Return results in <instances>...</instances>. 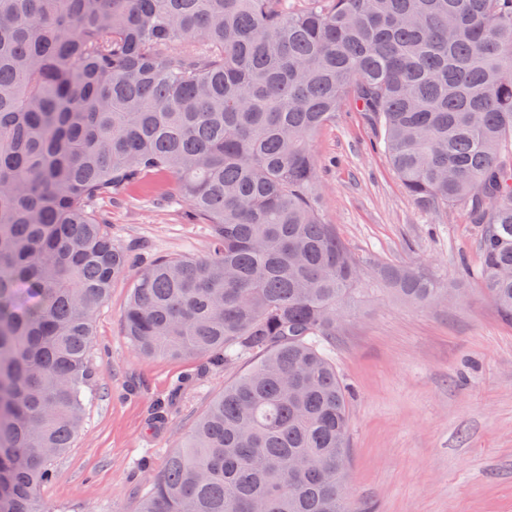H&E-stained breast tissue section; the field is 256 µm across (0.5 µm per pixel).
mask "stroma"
<instances>
[{"label": "stroma", "instance_id": "obj_1", "mask_svg": "<svg viewBox=\"0 0 512 512\" xmlns=\"http://www.w3.org/2000/svg\"><path fill=\"white\" fill-rule=\"evenodd\" d=\"M376 139L345 104L311 142L322 217L371 262L331 349L350 391L349 491L360 512H512V322L481 289L479 230L461 210H419ZM91 208L130 266L97 309L94 396L40 498L52 512H139L152 475L252 363L145 358L124 334L137 272L209 249V225L190 217L170 174L145 173ZM378 264L416 266L463 294L446 307L405 303L378 282Z\"/></svg>", "mask_w": 512, "mask_h": 512}]
</instances>
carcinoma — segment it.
<instances>
[{
    "label": "carcinoma",
    "mask_w": 512,
    "mask_h": 512,
    "mask_svg": "<svg viewBox=\"0 0 512 512\" xmlns=\"http://www.w3.org/2000/svg\"><path fill=\"white\" fill-rule=\"evenodd\" d=\"M0 0V512H49L95 371L98 306L129 259L94 199L175 176L207 256L136 276L146 357L254 361L153 478L140 512H357L349 400L327 349L368 265L314 202L311 136L369 113L421 210L481 228L512 321V0ZM199 40L188 54L175 45ZM405 300L453 297L412 268Z\"/></svg>",
    "instance_id": "obj_1"
}]
</instances>
